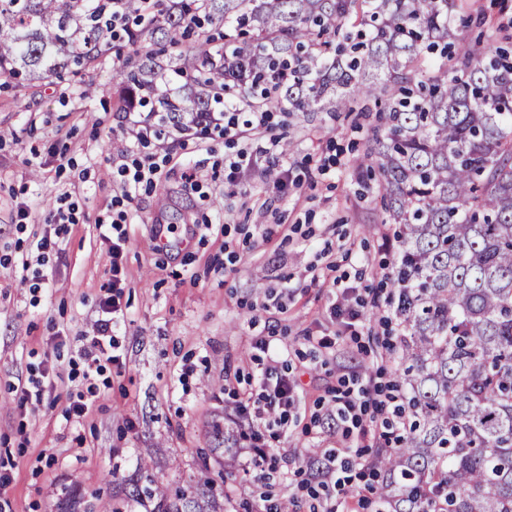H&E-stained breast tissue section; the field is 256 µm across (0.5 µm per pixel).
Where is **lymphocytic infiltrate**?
I'll use <instances>...</instances> for the list:
<instances>
[{"mask_svg": "<svg viewBox=\"0 0 512 512\" xmlns=\"http://www.w3.org/2000/svg\"><path fill=\"white\" fill-rule=\"evenodd\" d=\"M270 120L271 115L267 112L250 113L244 120L239 112L228 111L218 126L217 135L225 142L235 143L242 139L245 130L250 129L257 134H269V143L275 148L279 141L270 135ZM125 242V236L121 235L112 244V284L101 302L103 317L98 321L96 336L81 353L86 393L67 410L68 419L75 422L85 417L91 404L100 396L95 376L102 362H111L118 368L124 365L112 336V322L122 312ZM256 348L263 355L259 391L242 404L239 415L251 439V464L265 479L288 460V451L280 447L279 441L284 429L297 418L303 387L298 378L289 375L280 351L269 340H260ZM329 416L342 434L356 433L360 447L368 448L376 437L406 431L411 413L402 397L383 395L380 385L373 380L354 378L346 381L343 390L335 397ZM355 467V460L345 449L336 447L324 452L319 482L324 502L322 512H352L349 502L353 498L351 485Z\"/></svg>", "mask_w": 512, "mask_h": 512, "instance_id": "lymphocytic-infiltrate-1", "label": "lymphocytic infiltrate"}]
</instances>
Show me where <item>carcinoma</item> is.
Wrapping results in <instances>:
<instances>
[{
	"instance_id": "1",
	"label": "carcinoma",
	"mask_w": 512,
	"mask_h": 512,
	"mask_svg": "<svg viewBox=\"0 0 512 512\" xmlns=\"http://www.w3.org/2000/svg\"><path fill=\"white\" fill-rule=\"evenodd\" d=\"M455 0H0V75L74 79L107 43L143 33L133 70H112L120 108H149L171 148L233 95L267 109L353 112L384 132L364 156L399 252L391 279L411 405L378 512H512V62L457 35ZM219 478L171 494L127 479L154 512H219L239 433L213 423Z\"/></svg>"
}]
</instances>
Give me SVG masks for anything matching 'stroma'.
Returning a JSON list of instances; mask_svg holds the SVG:
<instances>
[{
	"mask_svg": "<svg viewBox=\"0 0 512 512\" xmlns=\"http://www.w3.org/2000/svg\"><path fill=\"white\" fill-rule=\"evenodd\" d=\"M459 16V35H492L512 49V0H466ZM133 55L121 44L80 84L21 90L0 77V469L11 475L0 499L11 512H58L64 497L84 502L95 491L99 512H111L140 463L161 485L194 484L208 426L236 421L239 396L259 370L254 344L269 333L306 385L288 433L305 457L330 446L311 417L339 377L375 376L385 361L392 379L402 372L378 322L354 334L330 311L336 277L370 299L389 259L384 210L352 166L381 131L376 112L273 111L272 133L289 145L279 162L287 192L273 187L262 141L248 144L251 161L230 182L224 161L238 145L193 137L157 151L152 187L127 203L119 169L146 153L139 133L147 115L119 111L112 69ZM85 83L93 96H82ZM64 196L77 204V221L37 261L32 243ZM121 210L128 242L115 336L125 366L105 365L100 399L83 421L69 422L65 410L85 389L80 352L112 282V242L97 227ZM24 257L43 277L37 290L19 283ZM319 336L335 337V355L318 348ZM228 376L238 378L236 392L225 391ZM32 377L49 385L38 404L19 407L18 388ZM247 458L239 448L225 512H257L267 494L287 501L288 512H313L295 471L264 481Z\"/></svg>",
	"mask_w": 512,
	"mask_h": 512,
	"instance_id": "1",
	"label": "stroma"
}]
</instances>
